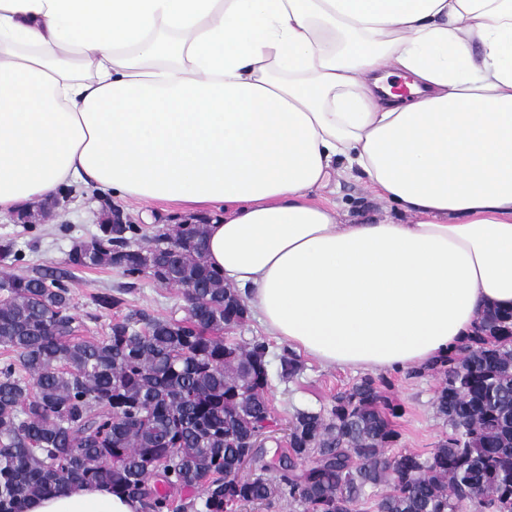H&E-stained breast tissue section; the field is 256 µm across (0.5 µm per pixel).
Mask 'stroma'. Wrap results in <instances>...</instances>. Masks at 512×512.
Masks as SVG:
<instances>
[{
    "mask_svg": "<svg viewBox=\"0 0 512 512\" xmlns=\"http://www.w3.org/2000/svg\"><path fill=\"white\" fill-rule=\"evenodd\" d=\"M321 201L336 206L347 220L367 224L383 219L388 209L374 198L364 179L336 176L321 189ZM121 210L128 223L140 225L145 236L163 225L197 219L192 210L170 203L120 201L110 194L77 182L66 187L53 207L39 223L24 225L16 214L0 215V240L15 243L21 258L0 262V274H64L72 292L74 311L83 322L82 334L93 340L106 335L121 311L141 310L158 317L183 318L186 299L182 289L161 285L151 278L133 279L115 268L75 269L68 262L73 241L89 237L96 229L103 211ZM121 294V309H100L93 302L96 294ZM302 370L293 379L272 378L267 390L278 426L274 438L266 440L261 456L271 460L286 448L283 432L295 409L330 406L338 393L359 382L363 371L349 368H325L310 359H302ZM445 379L444 369L394 372L376 375L384 395L392 400L397 413L391 422L398 433L387 453L429 452L442 438L446 426L436 412L435 397Z\"/></svg>",
    "mask_w": 512,
    "mask_h": 512,
    "instance_id": "stroma-1",
    "label": "stroma"
}]
</instances>
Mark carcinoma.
<instances>
[{"label":"carcinoma","instance_id":"carcinoma-1","mask_svg":"<svg viewBox=\"0 0 512 512\" xmlns=\"http://www.w3.org/2000/svg\"><path fill=\"white\" fill-rule=\"evenodd\" d=\"M140 231L109 209L68 263L183 288L182 319L131 310L87 340L62 277L0 276V347L13 353L0 363V512L75 482H107L143 512H230L277 488L302 512H512L511 311H484L445 360L435 407L447 431L430 452L386 455L394 407L366 377L329 408L295 410L288 453L239 483L273 423L268 345L225 339L249 308L208 266L207 225L166 224L146 245ZM300 369L283 355L277 374Z\"/></svg>","mask_w":512,"mask_h":512}]
</instances>
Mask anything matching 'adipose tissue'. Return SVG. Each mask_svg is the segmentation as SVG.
I'll use <instances>...</instances> for the list:
<instances>
[{"mask_svg":"<svg viewBox=\"0 0 512 512\" xmlns=\"http://www.w3.org/2000/svg\"><path fill=\"white\" fill-rule=\"evenodd\" d=\"M338 172L395 217L340 223ZM76 181L211 212L209 266L298 354L430 366L512 310V0H0V213Z\"/></svg>","mask_w":512,"mask_h":512,"instance_id":"adipose-tissue-1","label":"adipose tissue"}]
</instances>
